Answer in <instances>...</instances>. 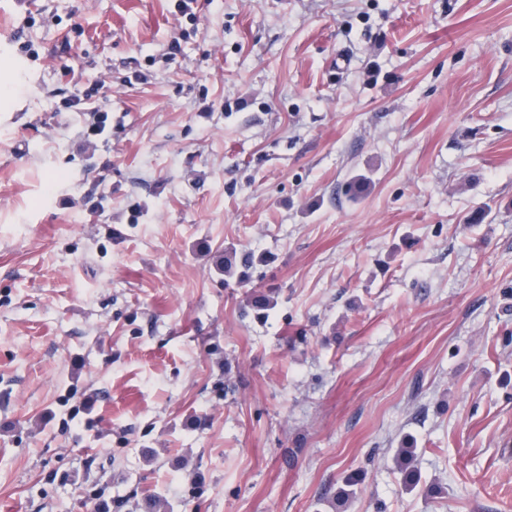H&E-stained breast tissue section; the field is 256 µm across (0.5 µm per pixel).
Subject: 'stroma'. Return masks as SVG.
Instances as JSON below:
<instances>
[{
	"mask_svg": "<svg viewBox=\"0 0 512 512\" xmlns=\"http://www.w3.org/2000/svg\"><path fill=\"white\" fill-rule=\"evenodd\" d=\"M25 2L0 512H512V0ZM86 97V98H85ZM88 95L80 97L75 96L69 99L67 102L68 108H74L79 112L88 111L90 121L88 124V132L94 135H102L109 123V112H112V106L107 104H101L94 106L92 109L87 110L84 105L87 103Z\"/></svg>",
	"mask_w": 512,
	"mask_h": 512,
	"instance_id": "35a3bbf8",
	"label": "stroma"
}]
</instances>
